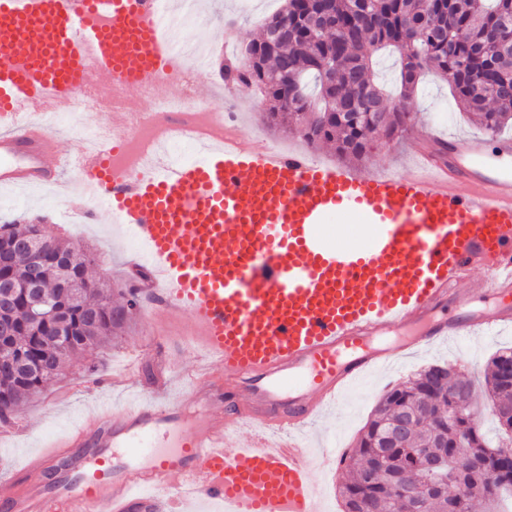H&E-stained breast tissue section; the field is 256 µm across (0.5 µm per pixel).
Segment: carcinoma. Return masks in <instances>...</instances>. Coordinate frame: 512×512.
I'll use <instances>...</instances> for the list:
<instances>
[{"instance_id":"obj_1","label":"carcinoma","mask_w":512,"mask_h":512,"mask_svg":"<svg viewBox=\"0 0 512 512\" xmlns=\"http://www.w3.org/2000/svg\"><path fill=\"white\" fill-rule=\"evenodd\" d=\"M284 19L288 32L270 43L271 25ZM507 26L512 28V0H285L258 39L224 64V80L261 91L268 103L262 120L269 128L284 126L309 148L330 145L342 158L362 160L372 136L390 139L407 131L413 115L401 102L431 68L484 132L495 136L512 120V44L495 45ZM385 47L401 59L397 100L375 77L373 55ZM324 61L334 72L330 81L324 80ZM18 236L42 239L36 257L40 286L62 298L72 341L60 339L52 319L32 323L27 298L18 293L6 309L14 335L3 342L14 347L17 361L37 370H0L1 425L63 376L62 363L104 347L135 319L132 308H142L136 288L114 290L94 277L97 255L48 235L43 222L0 224V239ZM60 254L70 257L65 272L55 264ZM31 270V259L20 256L3 272L23 285ZM64 276L77 293L74 301L62 295ZM507 361L511 348L490 359L484 377V393L500 411L512 409V384L498 379ZM474 391L468 379L426 384L420 371L387 391L366 423L367 435L343 460V501L357 499L367 512H412L409 493L425 487V460L442 457L455 481L448 485L452 496L437 499L439 512H512V457L499 455L470 421L466 401ZM401 417L408 428L392 447H383L380 434Z\"/></svg>"}]
</instances>
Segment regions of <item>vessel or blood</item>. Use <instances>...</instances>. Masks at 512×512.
I'll use <instances>...</instances> for the list:
<instances>
[{
    "label": "vessel or blood",
    "instance_id": "b4317fda",
    "mask_svg": "<svg viewBox=\"0 0 512 512\" xmlns=\"http://www.w3.org/2000/svg\"><path fill=\"white\" fill-rule=\"evenodd\" d=\"M94 0H0V186H53L75 172L136 243L149 303L189 315L198 358L185 393L206 412L187 423L159 396L75 429L0 477V512H321L310 476L335 468L305 437L358 380L387 372L396 351L373 339L420 325L419 352L512 329V138L451 136L419 151L408 173L363 174L243 140L205 146L200 159L113 167L112 140L60 154L45 112L81 90L86 60L126 92L169 89L178 20L154 0H112V33ZM373 224L360 244H336L332 224ZM91 449L79 473L56 471Z\"/></svg>",
    "mask_w": 512,
    "mask_h": 512
}]
</instances>
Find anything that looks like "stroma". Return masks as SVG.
I'll return each instance as SVG.
<instances>
[{
  "label": "stroma",
  "mask_w": 512,
  "mask_h": 512,
  "mask_svg": "<svg viewBox=\"0 0 512 512\" xmlns=\"http://www.w3.org/2000/svg\"><path fill=\"white\" fill-rule=\"evenodd\" d=\"M282 4L283 0H207L204 13L183 29L182 39L210 55L214 54L216 43L229 32L233 33L236 45H244L260 34L265 18ZM197 97L223 101L225 109L235 113L244 132L258 140L287 151L301 147L300 142L285 133L263 125L265 103L260 94L226 96L215 68L199 74ZM407 107L423 134L480 132L457 105L447 81L437 74L425 75ZM413 156L407 136L376 137L367 159L352 162L351 167L365 174L383 169L401 173L409 171ZM58 203V197L49 189H0V213L5 217L44 220L53 236L96 252L99 272L104 278L115 284L128 279V246L111 214L99 213L97 220L90 223L62 224L56 215ZM189 326L188 316L172 318L158 308L153 317L138 315L125 336L97 350L89 359L73 361L62 379L50 383L38 398L25 405L11 424L0 426V476L21 469L32 454L45 448L50 439L65 435L85 411L95 406L109 404L118 409L131 397H149L153 386L163 377L169 380V396L179 397L183 392L182 375L196 356L184 341ZM503 347H512L510 330L470 344L447 342L410 355L392 373L356 385L329 420L313 426L308 436L314 440L324 432H332L337 456H346L355 448L363 427L387 390L435 362H454L464 376L483 380L489 359ZM91 363L96 366L92 372L87 369Z\"/></svg>",
  "instance_id": "obj_1"
}]
</instances>
